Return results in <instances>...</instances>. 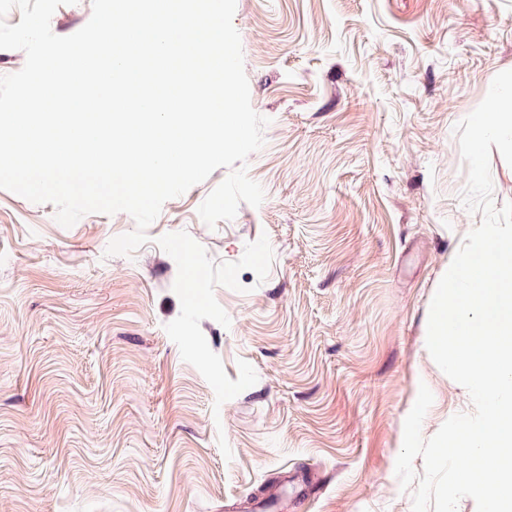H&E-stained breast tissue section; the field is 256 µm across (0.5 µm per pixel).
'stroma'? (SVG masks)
<instances>
[{"instance_id": "35a3bbf8", "label": "stroma", "mask_w": 512, "mask_h": 512, "mask_svg": "<svg viewBox=\"0 0 512 512\" xmlns=\"http://www.w3.org/2000/svg\"><path fill=\"white\" fill-rule=\"evenodd\" d=\"M259 207L221 167L133 256L0 189V512H412L395 464L473 412L436 365L438 283L482 216L455 125L512 70V0H236Z\"/></svg>"}]
</instances>
